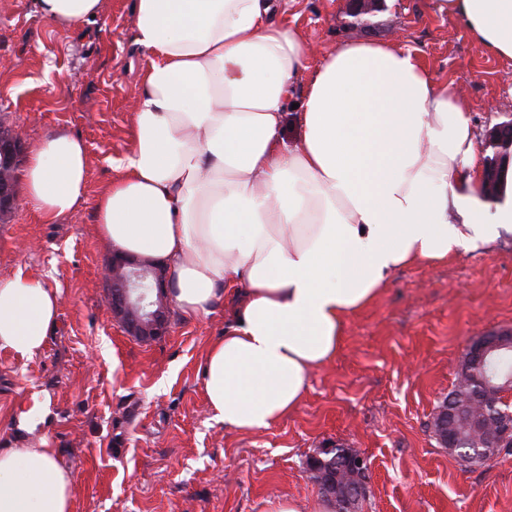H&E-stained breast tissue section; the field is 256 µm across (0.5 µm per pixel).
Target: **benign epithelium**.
<instances>
[{"label":"benign epithelium","instance_id":"1","mask_svg":"<svg viewBox=\"0 0 512 512\" xmlns=\"http://www.w3.org/2000/svg\"><path fill=\"white\" fill-rule=\"evenodd\" d=\"M495 140L500 148V158L512 157V120L497 127ZM24 150L23 133L13 129L0 138V156L19 158ZM15 205V185L11 171L0 167V212L10 213ZM105 287L108 304L114 321L131 336L140 341H151L165 335L169 329L170 301L167 295L166 269L158 262L112 251L106 265ZM512 351V328L484 333L467 345L464 358L482 371L477 377L479 387L470 403L473 428L489 433L490 446L496 449L512 447V373L487 374L485 369L500 353ZM432 428L440 443L451 448L460 447L454 435L453 424L448 422V405L435 411ZM324 460L314 458L308 471L319 476L318 483L331 499L335 512H345L348 503L339 492L334 478L320 471Z\"/></svg>","mask_w":512,"mask_h":512}]
</instances>
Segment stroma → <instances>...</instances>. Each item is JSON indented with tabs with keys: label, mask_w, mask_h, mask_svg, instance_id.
Returning a JSON list of instances; mask_svg holds the SVG:
<instances>
[{
	"label": "stroma",
	"mask_w": 512,
	"mask_h": 512,
	"mask_svg": "<svg viewBox=\"0 0 512 512\" xmlns=\"http://www.w3.org/2000/svg\"><path fill=\"white\" fill-rule=\"evenodd\" d=\"M293 12L316 46L396 38L436 77L458 78L479 162L488 163L489 131L512 120V60L488 57L429 0H384L364 27L354 25L350 0H297ZM132 38V0H105L103 18L74 31L45 22L33 0H0V123L22 126L30 144L67 131L88 160L73 215L47 224L21 198L0 222V279L39 275L60 296L39 355L0 351V448L47 439L70 474L72 512H267L276 497L320 512L307 463L337 447L365 462L362 512H512V448L464 464L430 430L470 340L512 327L511 234L396 271L348 317L339 351L314 371L298 407L259 432L216 423L204 396L203 360L224 331L228 302L202 318L174 315L169 334L151 342L113 321L101 278L112 251L96 210L133 146L147 58ZM45 398L49 422L18 428Z\"/></svg>",
	"instance_id": "obj_1"
}]
</instances>
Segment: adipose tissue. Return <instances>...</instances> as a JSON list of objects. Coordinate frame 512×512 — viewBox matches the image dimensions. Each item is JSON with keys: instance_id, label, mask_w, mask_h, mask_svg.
<instances>
[{"instance_id": "obj_1", "label": "adipose tissue", "mask_w": 512, "mask_h": 512, "mask_svg": "<svg viewBox=\"0 0 512 512\" xmlns=\"http://www.w3.org/2000/svg\"><path fill=\"white\" fill-rule=\"evenodd\" d=\"M295 2L133 0L148 63L133 147L97 205L110 246L164 261L178 313L205 317L231 298L203 386L213 420L246 432L298 407L349 315L395 270L477 250L512 226V177L490 206L458 81L434 77L398 40L317 50L288 19ZM432 5L512 59V0ZM35 6L65 29L103 13V0ZM86 182L80 138L58 130L31 148L23 193L42 220L73 214ZM59 306L40 277L0 279V350L35 357ZM71 506L48 443L0 448V512Z\"/></svg>"}]
</instances>
